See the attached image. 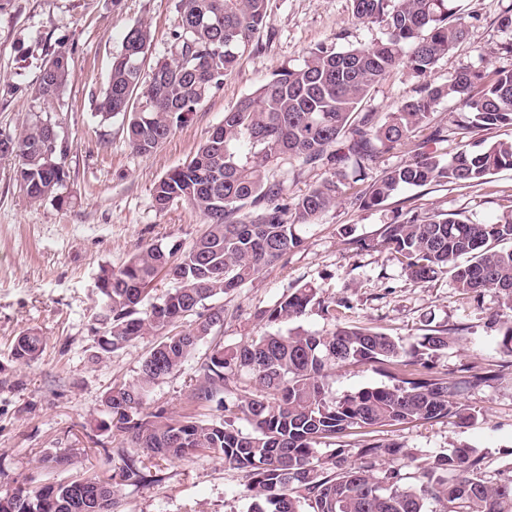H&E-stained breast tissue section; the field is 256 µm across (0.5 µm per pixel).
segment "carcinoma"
<instances>
[{"instance_id": "obj_1", "label": "carcinoma", "mask_w": 512, "mask_h": 512, "mask_svg": "<svg viewBox=\"0 0 512 512\" xmlns=\"http://www.w3.org/2000/svg\"><path fill=\"white\" fill-rule=\"evenodd\" d=\"M269 0H178V22L169 36L168 56L145 67L150 29L133 25L112 57L108 85L99 103L105 123L122 117L128 141L141 155L153 153L220 89L269 24ZM453 0H352L353 16L386 29V38L340 50L317 46L299 64L284 65L270 79L224 113L205 143L154 187L164 210L184 202L208 227L189 248L150 244L116 271L104 270L97 288L112 317L98 320L99 348L112 352L151 333H167L142 359L137 378L110 388L102 404L112 405L114 427L131 435L133 450L117 449L122 477H147L144 458L179 459L203 452L221 458L245 478L251 512H512V481L483 478L485 456L461 443L418 467L407 481L402 470L415 459L404 443L368 439L356 459L337 448L326 461L317 445L353 429L413 421L474 419L458 400L465 391L499 379L498 372L472 366L448 376L433 372L432 358L454 342L434 329L406 344L371 326L341 321L342 303L298 288L260 313L269 323L292 322L316 308L334 321L325 334L276 331L230 353L216 346L199 368L190 400L215 404L220 415L200 419L159 412L139 417L148 390L178 371L204 340L224 326L222 306L206 302L228 295L301 246V230L335 206L347 190L362 208L381 206L406 186L432 183L475 186L499 170L512 169V140L459 145L445 159L436 145L444 128L431 127L436 108L455 100L467 113L464 130L512 126V70L489 78L464 69L445 83H423L382 118L360 108L391 72L432 73L448 50L468 34L466 18ZM71 55L58 50L41 71L38 98L59 97L68 80ZM52 122L39 116L19 135L0 134V159L18 161L17 181L33 202L59 198L67 173L64 150L51 145ZM414 158L369 178L380 151H391L426 129ZM250 146L249 156L237 151ZM304 165L339 163L330 176L290 201L284 181L270 176L281 159ZM382 244L399 255L408 276L429 282L442 275L457 290L479 297L494 294L502 313V346L512 353V218L476 223L460 214L398 215L384 225ZM172 288L143 306L159 276ZM196 316L186 330L179 321ZM44 339L35 331L17 338L16 361L28 364ZM379 365L389 384L363 388L340 399L327 395L326 379L347 364ZM246 373L267 391L262 398H225L227 383ZM244 419V433L235 421ZM93 512H115L112 479L88 476L36 489L19 488L0 512H73L82 501Z\"/></svg>"}]
</instances>
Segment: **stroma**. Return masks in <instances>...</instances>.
I'll return each mask as SVG.
<instances>
[{"label": "stroma", "mask_w": 512, "mask_h": 512, "mask_svg": "<svg viewBox=\"0 0 512 512\" xmlns=\"http://www.w3.org/2000/svg\"><path fill=\"white\" fill-rule=\"evenodd\" d=\"M178 0H0V133L17 134L32 114L55 124L66 148L68 178L57 200L31 202L14 177L15 162L0 160V495L16 488L98 475L112 478L116 512H248L250 499L242 474L222 459L194 454L149 462L150 475L131 484L118 477L114 452L130 442L111 424L101 405L109 388L136 379L155 336L137 339L99 354L95 316L103 302L96 283L102 270L125 265L144 246L192 245L206 230L203 217L187 204L155 206L156 182L191 158L224 120L226 111L251 94L282 65L299 63L308 49H343L384 39L377 24L352 16L351 0H269L270 24L255 36L221 89L153 154L135 153L121 118L101 122L97 112L112 56L137 22L150 25V53L165 55L178 21ZM471 26L467 39L449 50L431 75L442 83L464 69L493 73L512 69V30L499 16L512 0H457ZM71 54V75L60 96L36 98L45 60L56 50ZM400 69L372 91L365 109L385 115L419 85ZM331 172L288 160L275 174L289 197L306 192ZM443 211L476 222L512 217V170L479 186L430 184L402 189L373 209L340 199L302 233V246L278 266L262 271L221 297L229 314L221 332L203 343L177 372L151 388L143 413H194L212 408L189 400L198 369L214 346L232 350L272 329L258 317L296 288L310 285L323 298L348 305L343 316L409 343L432 329H455L456 341L433 359L434 371L456 373L475 365L499 372V380L469 390L462 398L475 419L375 427L381 438L412 448L417 464L461 443L486 457L485 477L512 478V353L501 346L495 323V295L473 297L454 288L448 277L417 283L394 253L381 244L384 224L398 213ZM351 236H344V229ZM366 239L360 251L349 237ZM34 330L47 344L38 360H12L13 341ZM374 364L345 365L329 375V395L339 398L386 384ZM65 455L67 466L54 459Z\"/></svg>", "instance_id": "stroma-1"}]
</instances>
